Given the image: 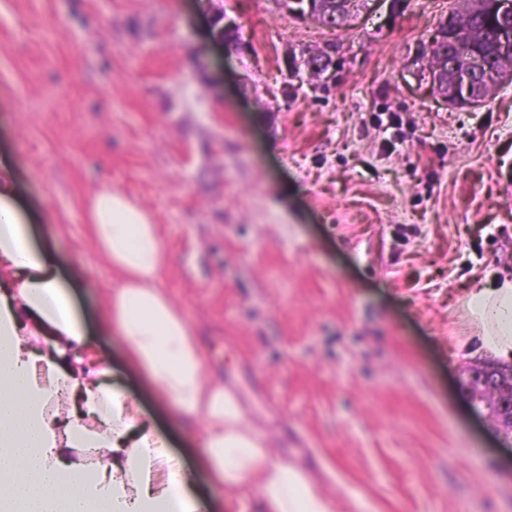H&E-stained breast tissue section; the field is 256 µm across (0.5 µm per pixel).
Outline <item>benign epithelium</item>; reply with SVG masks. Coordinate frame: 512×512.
I'll return each mask as SVG.
<instances>
[{"instance_id": "1", "label": "benign epithelium", "mask_w": 512, "mask_h": 512, "mask_svg": "<svg viewBox=\"0 0 512 512\" xmlns=\"http://www.w3.org/2000/svg\"><path fill=\"white\" fill-rule=\"evenodd\" d=\"M280 9L303 15V10H311L313 0H278ZM217 38L226 46L240 47L235 36L239 31L236 21L227 18L223 13L216 16L213 21ZM449 68L455 72V81L450 97L459 103L477 105L476 89L472 83L473 72L480 69V63L468 56H458L452 60ZM468 386L472 401L485 404L492 417L499 426V430L506 435L512 434V404L507 406L501 397L512 392V366L506 368L496 364H485L472 369L469 373Z\"/></svg>"}]
</instances>
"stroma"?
I'll use <instances>...</instances> for the list:
<instances>
[{
  "mask_svg": "<svg viewBox=\"0 0 512 512\" xmlns=\"http://www.w3.org/2000/svg\"><path fill=\"white\" fill-rule=\"evenodd\" d=\"M215 4L246 52H225ZM463 4L371 0L334 32L274 0H0V162L35 240L80 264L74 299L112 383L218 512L256 503L211 483L99 325L115 275L82 201L101 188L153 215L206 374L338 512H512V438L465 397L488 357L462 307L512 273V83L460 107L424 69ZM305 47L330 50L331 77L287 74ZM378 112L403 118L388 156Z\"/></svg>",
  "mask_w": 512,
  "mask_h": 512,
  "instance_id": "stroma-1",
  "label": "stroma"
}]
</instances>
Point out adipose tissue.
I'll list each match as a JSON object with an SVG mask.
<instances>
[{"label": "adipose tissue", "mask_w": 512, "mask_h": 512, "mask_svg": "<svg viewBox=\"0 0 512 512\" xmlns=\"http://www.w3.org/2000/svg\"><path fill=\"white\" fill-rule=\"evenodd\" d=\"M118 280L102 326L177 415L199 426L201 466L232 498L265 512H336L296 464L272 456L232 390L209 380L195 333L163 286L167 262L152 215L103 189L83 208ZM477 344L512 359V276L469 289ZM68 286L38 245L0 164V512H198L183 463L139 404L108 386Z\"/></svg>", "instance_id": "adipose-tissue-1"}]
</instances>
